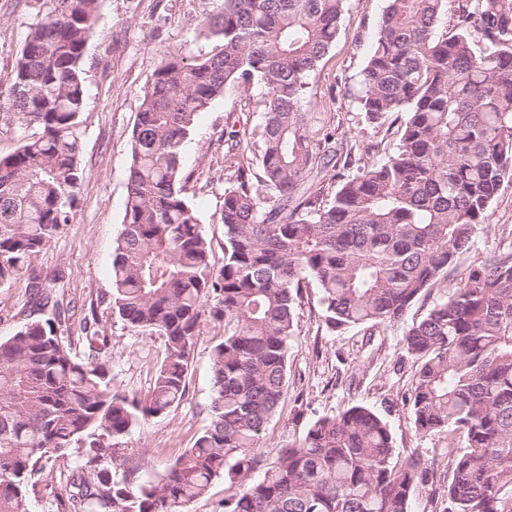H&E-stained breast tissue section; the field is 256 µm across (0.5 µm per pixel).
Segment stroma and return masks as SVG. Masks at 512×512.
Returning a JSON list of instances; mask_svg holds the SVG:
<instances>
[{
    "instance_id": "obj_1",
    "label": "stroma",
    "mask_w": 512,
    "mask_h": 512,
    "mask_svg": "<svg viewBox=\"0 0 512 512\" xmlns=\"http://www.w3.org/2000/svg\"><path fill=\"white\" fill-rule=\"evenodd\" d=\"M217 6V0H101L98 24L86 51L83 176L75 219L31 261L43 278L61 279L58 295L70 308L67 333L73 338L74 352L84 354L80 324L85 316L97 313L116 386L142 399L153 389L163 341L131 331L103 302L110 291L112 245L124 217L130 137L139 97L163 53L177 48L195 58L211 51L212 41L196 26ZM383 6L384 0H347L335 42L311 79L306 105L313 119L333 124L340 142L362 149L368 164L387 158L399 141L396 128L368 123L358 103L361 73ZM52 7L53 0H0V93L9 88L26 36ZM261 93V88H253L247 105L234 91L217 99L198 116L183 154L187 196L218 266L224 262V228L218 222L224 201V134L260 126ZM489 223L490 231L479 233L462 256L461 271L494 250L502 230L512 227V183L501 187ZM41 316L22 283L0 285V339ZM296 322L288 348V394L259 443L264 459L274 460L286 447L299 444L317 418L363 404L387 421L401 457L417 454L434 466V475L417 491L411 512H439L448 480V436L416 433L411 423L409 398L416 364L402 348L405 323L373 331L363 327L330 331L321 319L313 288L304 290ZM223 337V324L204 322L184 400L168 417L145 421L128 438L126 454L145 459L135 482L162 472L208 424L209 353ZM87 459L85 449L75 448L69 457L51 461L30 495L29 512H56L73 465Z\"/></svg>"
}]
</instances>
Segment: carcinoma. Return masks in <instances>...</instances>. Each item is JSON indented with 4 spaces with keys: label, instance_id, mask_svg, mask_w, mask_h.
I'll return each instance as SVG.
<instances>
[{
    "label": "carcinoma",
    "instance_id": "cac0c4a2",
    "mask_svg": "<svg viewBox=\"0 0 512 512\" xmlns=\"http://www.w3.org/2000/svg\"><path fill=\"white\" fill-rule=\"evenodd\" d=\"M99 0H56L27 35L0 115L23 130L0 158V285L26 273L49 317L0 340V512H28L44 463L86 444L112 468L75 467L57 512H188L221 476L240 478L223 512H411L434 469L399 460L388 424L354 404L309 426L266 465L259 442L288 391L296 306L315 288L334 332L405 320L457 270L490 206L512 180V0H385L362 73L360 110L401 121L397 151L374 165L339 161L336 129L311 124L309 81L334 43L347 0H221L200 23L214 48L167 51L140 96L130 138L122 227L113 244L112 315L157 335L164 353L142 402L114 383L96 315L85 358L60 333L69 315L33 256L73 223L82 178L85 50ZM264 89L260 149L228 134L224 264L185 192L182 155L196 118L233 90ZM333 174L324 193L321 173ZM452 291L408 325L418 362L410 416L446 433L452 476L442 512H512V230ZM224 323L211 349L209 424L154 478L117 449L186 395L205 319ZM262 469L248 481L249 472Z\"/></svg>",
    "mask_w": 512,
    "mask_h": 512
}]
</instances>
